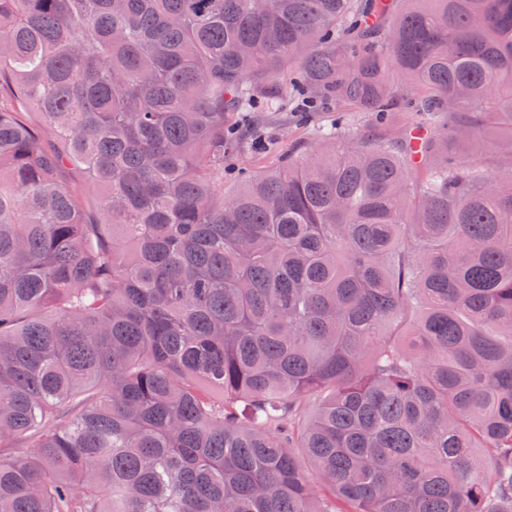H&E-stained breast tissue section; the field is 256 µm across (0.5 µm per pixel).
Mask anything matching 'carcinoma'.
I'll use <instances>...</instances> for the list:
<instances>
[{
  "label": "carcinoma",
  "mask_w": 512,
  "mask_h": 512,
  "mask_svg": "<svg viewBox=\"0 0 512 512\" xmlns=\"http://www.w3.org/2000/svg\"><path fill=\"white\" fill-rule=\"evenodd\" d=\"M509 150L512 0H0V512H512ZM278 119L267 120L260 124L254 133V136H261L267 139H273L278 142L273 153L265 150H256L253 146L249 151L236 152L233 156L225 158L224 172V192L236 184L234 176L247 175L263 169L274 163L281 153L288 150L295 143L306 141V128L295 119V114L291 112H280Z\"/></svg>",
  "instance_id": "1"
}]
</instances>
